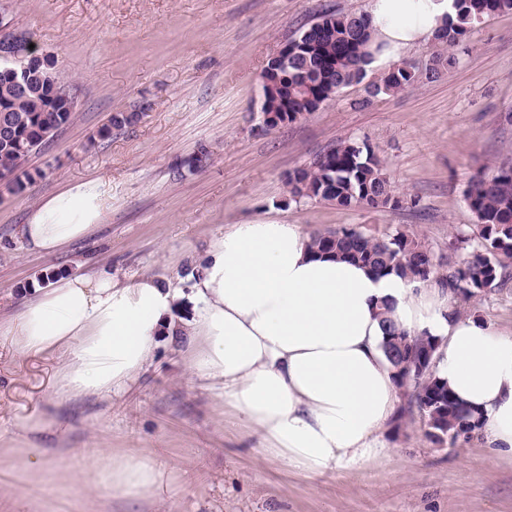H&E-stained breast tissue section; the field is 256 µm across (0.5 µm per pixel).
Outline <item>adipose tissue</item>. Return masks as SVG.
Returning a JSON list of instances; mask_svg holds the SVG:
<instances>
[{"mask_svg":"<svg viewBox=\"0 0 512 512\" xmlns=\"http://www.w3.org/2000/svg\"><path fill=\"white\" fill-rule=\"evenodd\" d=\"M369 13L371 64L382 69L457 21L452 0H370ZM103 212L98 181L68 186L37 208L22 235L52 255L88 238ZM185 280L183 288L165 275L130 282L98 263L0 317V338L27 355L63 356V393L86 398L126 390L157 336L186 335L191 381L223 397L259 452L323 474L383 450L379 433L399 392L381 349L388 304L408 331L438 337V376L482 414L486 445L512 455V331L452 314L437 285L314 253L301 225L271 217L219 233ZM184 304L190 318H175ZM89 458L113 495L154 501L170 491V471L151 455L98 448ZM11 463L29 479L73 483L34 446Z\"/></svg>","mask_w":512,"mask_h":512,"instance_id":"ef3b65f1","label":"adipose tissue"}]
</instances>
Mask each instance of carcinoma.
Masks as SVG:
<instances>
[{
	"instance_id": "1",
	"label": "carcinoma",
	"mask_w": 512,
	"mask_h": 512,
	"mask_svg": "<svg viewBox=\"0 0 512 512\" xmlns=\"http://www.w3.org/2000/svg\"><path fill=\"white\" fill-rule=\"evenodd\" d=\"M458 22L438 29L437 50L426 67L432 80L455 63L450 49L463 43L472 27L496 13L512 11V0H454ZM371 17L366 13L326 12L288 42V76L280 78L261 101V112H282L295 122L315 112L341 89L360 83L372 59ZM419 80L416 68L398 64L367 87L370 95L404 91ZM9 99V128L0 130V187L12 194L24 189L15 176L28 157L55 137L72 119L70 112H47L46 97L13 92L0 77V101ZM136 113L118 112L100 135L134 122ZM290 199L319 200L340 207L384 209L399 205V199L383 173L380 158L366 143L343 142L288 177ZM467 200L478 224L474 236H458L469 247L467 257L446 269L438 268L433 251L424 239L398 234L376 238L354 228L316 233L311 246L318 254H333L361 264L380 274L395 273L421 282L434 281L450 296L454 313H461L458 300L493 290L512 259V166L500 167L490 176L472 180ZM385 306L382 326L383 351L406 398L399 418L418 417L426 437L434 444L456 445L478 433L482 414L459 403L436 374L433 336L411 335Z\"/></svg>"
}]
</instances>
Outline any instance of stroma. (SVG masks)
Here are the masks:
<instances>
[{
    "mask_svg": "<svg viewBox=\"0 0 512 512\" xmlns=\"http://www.w3.org/2000/svg\"><path fill=\"white\" fill-rule=\"evenodd\" d=\"M369 0H0V21L54 57L74 116L23 167L18 195L0 196V313L33 288L106 262L131 280L185 272L210 240L264 216L312 233L356 227L424 238L461 262L456 235L477 219L472 177L512 165V12L470 31L438 79L399 94L342 89L300 121L256 130L268 60L326 11ZM137 122L101 136L110 116ZM341 141L367 142L401 204L372 210L290 200L286 178ZM98 180L100 227L55 255L27 249L21 224L65 186ZM467 315L512 328V277L464 301ZM61 363L0 341V439L19 441L52 410L64 431L42 439L102 512H512V457L482 437L429 441L420 422L390 420L384 453L324 475L265 459L256 438L221 417L219 398L189 381L179 341L160 336L125 393L74 400L55 383ZM91 448L147 452L172 473L151 503L113 497L92 475Z\"/></svg>",
    "mask_w": 512,
    "mask_h": 512,
    "instance_id": "obj_1",
    "label": "stroma"
}]
</instances>
